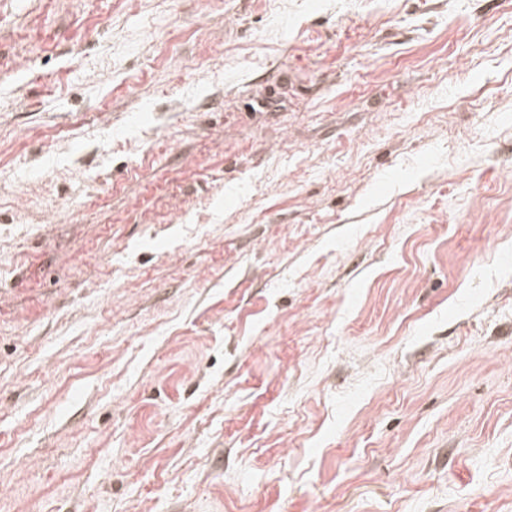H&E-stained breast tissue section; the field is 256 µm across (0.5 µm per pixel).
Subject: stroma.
<instances>
[{
  "label": "stroma",
  "mask_w": 512,
  "mask_h": 512,
  "mask_svg": "<svg viewBox=\"0 0 512 512\" xmlns=\"http://www.w3.org/2000/svg\"><path fill=\"white\" fill-rule=\"evenodd\" d=\"M0 512H512V0H0Z\"/></svg>",
  "instance_id": "1"
}]
</instances>
